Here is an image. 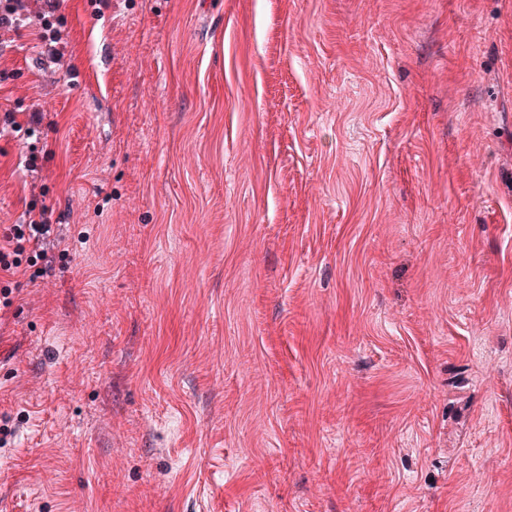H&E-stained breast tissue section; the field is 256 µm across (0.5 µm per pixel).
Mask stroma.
Instances as JSON below:
<instances>
[{
  "mask_svg": "<svg viewBox=\"0 0 512 512\" xmlns=\"http://www.w3.org/2000/svg\"><path fill=\"white\" fill-rule=\"evenodd\" d=\"M71 251L0 316V512H512V0H68ZM0 140V233L29 193Z\"/></svg>",
  "mask_w": 512,
  "mask_h": 512,
  "instance_id": "35a3bbf8",
  "label": "stroma"
}]
</instances>
